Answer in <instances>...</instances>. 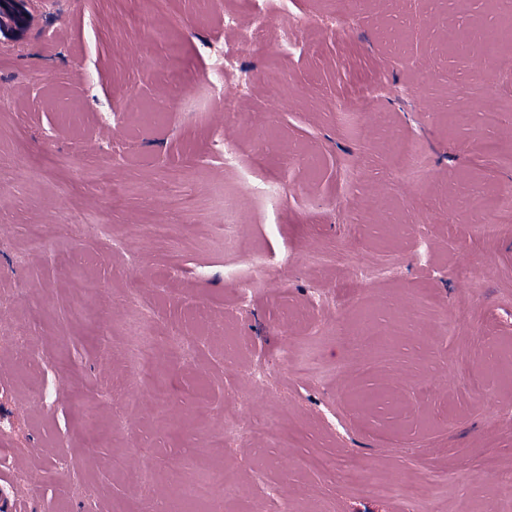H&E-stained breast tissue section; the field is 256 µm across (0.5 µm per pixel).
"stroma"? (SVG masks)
<instances>
[{
	"label": "stroma",
	"mask_w": 512,
	"mask_h": 512,
	"mask_svg": "<svg viewBox=\"0 0 512 512\" xmlns=\"http://www.w3.org/2000/svg\"><path fill=\"white\" fill-rule=\"evenodd\" d=\"M36 31L0 44V163L16 180L0 184V494L14 512H146L133 481L151 467L154 494L174 497L208 479L201 512H499L496 486L512 478V366L487 370L490 340L512 344V238L471 239L473 213L448 201L454 185H512V165L485 153L512 148V82L491 57L443 51L446 31L494 19L512 0H444L419 26L431 0H365L350 25L301 30L280 68L244 50L254 81L225 102L206 86L203 45L232 43L225 9L249 23L250 0H156L152 19L184 46L183 81L172 85L163 44L143 37L140 0H34ZM338 0H267L276 42L290 14L328 12ZM393 96H364L377 77ZM503 106L496 123L489 103ZM363 107L371 134L355 143L333 124L337 107ZM464 111L447 127L442 113ZM270 145L253 127L265 114ZM417 140L427 179L397 174L383 128ZM234 142L239 163L219 149ZM297 148L317 164L283 180L278 152ZM355 156L350 196L340 201L341 162ZM106 166L114 199L89 169ZM193 184L200 208L174 223L168 241L151 224L171 217L173 183ZM280 181L277 201L245 196V182ZM239 197L238 244L195 231L214 220L215 188ZM78 205L111 225L121 248L61 220ZM47 225L49 244L27 242ZM264 253L259 278L251 250ZM324 265L311 263L314 253ZM391 263L390 278L351 283L324 312L311 300L349 281L352 260ZM253 290L248 309L235 299ZM152 303L159 334L158 380L172 386L163 405L136 381L124 356L138 298ZM465 306L445 329L443 315ZM26 350L9 339L15 325ZM178 329L199 348L190 361L167 354ZM311 350L319 369L302 376L281 365L283 345ZM264 362L255 384L246 367ZM281 425L285 446L250 438L214 441L225 420ZM65 455L71 466H55ZM386 482L415 473L409 496L382 499L347 470Z\"/></svg>",
	"instance_id": "stroma-1"
}]
</instances>
